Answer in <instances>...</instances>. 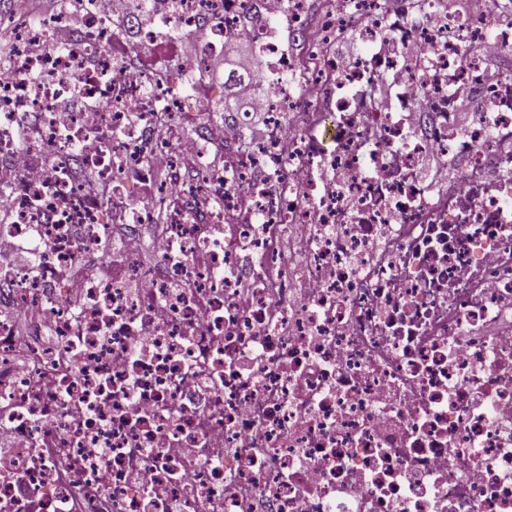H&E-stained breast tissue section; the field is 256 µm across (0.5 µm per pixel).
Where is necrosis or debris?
Here are the masks:
<instances>
[{
    "label": "necrosis or debris",
    "mask_w": 512,
    "mask_h": 512,
    "mask_svg": "<svg viewBox=\"0 0 512 512\" xmlns=\"http://www.w3.org/2000/svg\"><path fill=\"white\" fill-rule=\"evenodd\" d=\"M19 2L0 512H512V0ZM171 30L195 51L126 80ZM244 30L257 139L185 85Z\"/></svg>",
    "instance_id": "necrosis-or-debris-1"
}]
</instances>
